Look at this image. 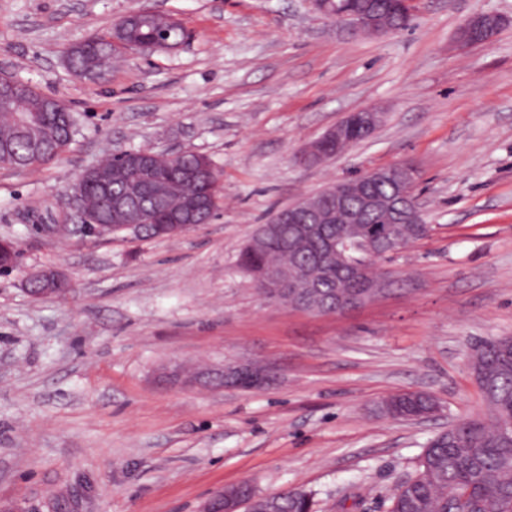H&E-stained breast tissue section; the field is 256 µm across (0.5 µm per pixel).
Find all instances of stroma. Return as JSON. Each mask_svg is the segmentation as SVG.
I'll use <instances>...</instances> for the list:
<instances>
[{"label": "stroma", "mask_w": 512, "mask_h": 512, "mask_svg": "<svg viewBox=\"0 0 512 512\" xmlns=\"http://www.w3.org/2000/svg\"><path fill=\"white\" fill-rule=\"evenodd\" d=\"M148 6L187 39L131 52L103 77L68 71L72 43ZM494 14L492 42L455 32ZM0 74L79 117L61 157L0 167V512H199L240 482L310 492L316 512H388L449 424L490 413L470 371L481 342L512 336V0H418L410 26L354 37L309 0H0ZM376 132L329 161L294 157L349 113ZM207 156L216 217L174 238L86 236L67 189L111 152ZM409 161L428 237L388 263L374 300L335 314L263 299L238 258L259 225L337 180ZM52 224L66 232H49ZM61 267L72 289L32 300L22 281ZM262 361L254 390L188 386L174 367ZM441 410L398 422L389 393Z\"/></svg>", "instance_id": "1"}]
</instances>
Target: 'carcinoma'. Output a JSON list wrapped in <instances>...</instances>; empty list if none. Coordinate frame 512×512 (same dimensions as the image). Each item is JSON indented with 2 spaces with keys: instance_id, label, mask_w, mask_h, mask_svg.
Here are the masks:
<instances>
[{
  "instance_id": "1",
  "label": "carcinoma",
  "mask_w": 512,
  "mask_h": 512,
  "mask_svg": "<svg viewBox=\"0 0 512 512\" xmlns=\"http://www.w3.org/2000/svg\"><path fill=\"white\" fill-rule=\"evenodd\" d=\"M374 7L391 26L408 24L405 17L388 14L385 0H375ZM137 34L143 41L165 34L173 41L183 39L182 29H166L162 15L142 20ZM111 39L108 35L84 41L71 51L69 67L98 76L106 74L112 68L110 59L116 55ZM18 86L20 104L26 111L39 115L53 153L45 157L29 151L15 112L0 110V140L13 142L11 152L0 150V161L23 169L35 168L52 162L67 149L78 132V119L71 116L70 131L60 132L57 113L44 111L49 97L21 80ZM195 165L192 153L184 155L179 170L168 168L167 160H159L154 174L157 191L148 198H137L142 209L154 212L155 223L166 221L193 197L220 198V176L193 177L189 170ZM133 191L131 169L121 164L112 167V196H128ZM83 200L94 211L108 208L93 181L85 183ZM269 223L275 226L281 246L260 253L243 252L242 268L247 271L263 264L296 267L301 272L297 288L307 296L306 311L320 314L332 312L338 297L348 299L364 290L377 275L375 265L393 259L389 251L399 252L429 232L426 224H376L371 216L362 224H328L325 235L346 236L349 249L343 261L331 257L318 267L308 263L305 252L289 248L297 225L279 224L275 217ZM351 267L361 268V274H350ZM470 369L480 380L479 391L492 413V422L462 419L430 438L421 456L419 474L393 490L388 512H512V336L484 342L472 355ZM382 410L398 420L413 421L435 412L437 404L424 393L397 392L387 396ZM271 499L276 503V512H313L315 507L313 496L303 490H286Z\"/></svg>"
}]
</instances>
